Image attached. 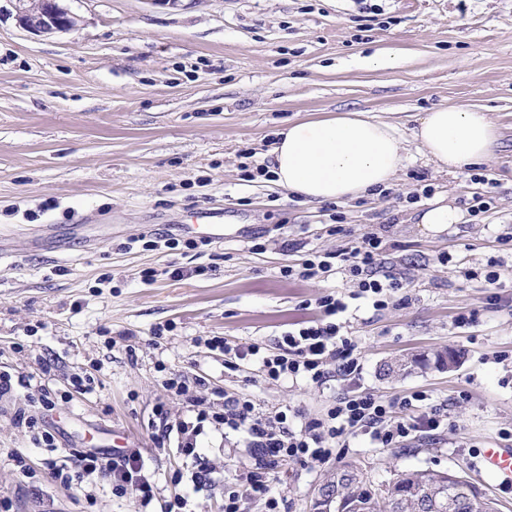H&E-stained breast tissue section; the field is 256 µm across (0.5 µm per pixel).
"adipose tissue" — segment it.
I'll return each instance as SVG.
<instances>
[{
	"mask_svg": "<svg viewBox=\"0 0 512 512\" xmlns=\"http://www.w3.org/2000/svg\"><path fill=\"white\" fill-rule=\"evenodd\" d=\"M413 138L439 170L454 174L494 157L499 126L487 110L441 105L418 117ZM270 156L274 184L310 204L388 188L407 159L397 128L360 111L290 122Z\"/></svg>",
	"mask_w": 512,
	"mask_h": 512,
	"instance_id": "1",
	"label": "adipose tissue"
}]
</instances>
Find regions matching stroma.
<instances>
[{"label":"stroma","mask_w":512,"mask_h":512,"mask_svg":"<svg viewBox=\"0 0 512 512\" xmlns=\"http://www.w3.org/2000/svg\"><path fill=\"white\" fill-rule=\"evenodd\" d=\"M71 0L73 32L35 36L0 0V500L9 512H160L185 498L188 512H223L224 487L253 459L243 433L204 425L199 483L155 415L189 406L167 387L180 376L249 395L257 412L326 413L349 389L235 372L207 348L214 336L275 345L315 317V299L350 298L362 389L388 400L425 393L411 412L438 410L448 428L380 448L350 437L329 461L289 462L271 477L281 512H312L324 476L352 464L381 484L400 471L452 469L512 512V489L482 467L484 449L512 448V287L485 280L512 265V0ZM400 56L375 69L367 58ZM483 106L500 125L496 156L449 175L419 151L417 116L443 104ZM369 111L399 130L408 160L389 195L330 208L310 205L255 175L288 122ZM490 185L472 182V175ZM463 210L483 193L487 212L430 235L425 201L407 202L418 177ZM198 210L221 213L224 240L170 249ZM353 234L381 233L384 258L403 282L384 310L352 298L328 272L287 275L311 251L331 252ZM179 268L183 277H171ZM497 304H490V296ZM468 316L457 325L459 316ZM453 348L458 368L388 376L386 363ZM82 386H74V379ZM55 403L44 410L43 392ZM53 434L38 445L26 424ZM95 441L140 452L156 497L142 508L118 496L108 475L77 486L49 461Z\"/></svg>","instance_id":"1"}]
</instances>
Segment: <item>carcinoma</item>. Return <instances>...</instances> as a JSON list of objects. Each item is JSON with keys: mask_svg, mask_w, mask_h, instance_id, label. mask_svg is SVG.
Returning <instances> with one entry per match:
<instances>
[{"mask_svg": "<svg viewBox=\"0 0 512 512\" xmlns=\"http://www.w3.org/2000/svg\"><path fill=\"white\" fill-rule=\"evenodd\" d=\"M462 354L448 350L434 359H415L408 364L396 360L387 364V374L405 373L413 366L425 367L434 363L442 369L459 365ZM448 478L437 470L423 469L402 472L388 484L378 487L371 483L362 469L349 465L330 473L320 484V490L344 500L343 507L355 512H435L433 500L442 496Z\"/></svg>", "mask_w": 512, "mask_h": 512, "instance_id": "cac0c4a2", "label": "carcinoma"}]
</instances>
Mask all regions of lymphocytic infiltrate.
<instances>
[{
  "instance_id": "lymphocytic-infiltrate-1",
  "label": "lymphocytic infiltrate",
  "mask_w": 512,
  "mask_h": 512,
  "mask_svg": "<svg viewBox=\"0 0 512 512\" xmlns=\"http://www.w3.org/2000/svg\"><path fill=\"white\" fill-rule=\"evenodd\" d=\"M383 240L377 233L365 232L352 243L338 246L326 254L311 253L300 263L296 274L311 280L330 268H337L356 284L358 294L371 301L374 310L385 309L391 296L402 289L401 280L387 267L382 257ZM318 316L309 324L285 332L278 338L273 351L252 344L240 347L227 339H208L210 348L224 352L226 368L236 370L241 365L258 363L270 380L295 378L315 384L325 383L330 370H337L352 382L351 390L337 397L325 417L304 422L293 428L287 412L264 418L258 415L253 401L244 394L225 395L223 411L213 414L199 410L198 399L190 395V386L182 379L170 384L175 395L188 398L196 407L194 421L170 419L165 408H158L157 417L164 434L181 436V453L185 460L198 459L196 436L198 425L212 421L215 428H227L247 433L253 450L254 464L239 487L230 489L224 497V512H242L244 499L264 497L270 508H278L277 499L270 496V479L283 463L302 464L327 461L333 451L345 447L348 437L366 435L382 448L403 442L411 434L431 433L445 426L442 415L424 418L396 412L394 402L372 392L356 388L362 367L355 354L356 344L345 332L344 315L348 305L338 294H326L316 300ZM101 472L111 476L117 494H132L141 506H149L155 498V488L144 472L140 454L134 450L108 457L92 452H77L75 472L66 475L65 484L82 481L84 476Z\"/></svg>"
}]
</instances>
